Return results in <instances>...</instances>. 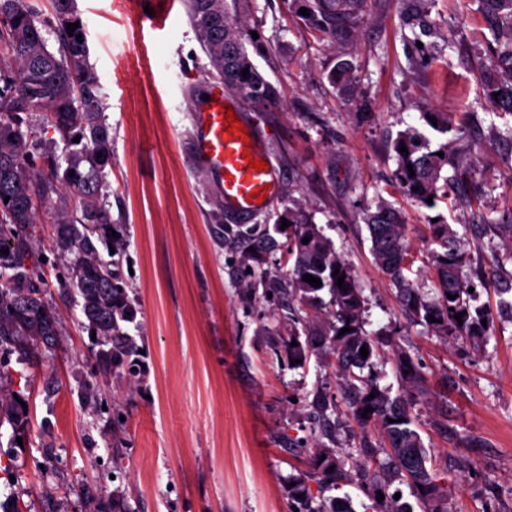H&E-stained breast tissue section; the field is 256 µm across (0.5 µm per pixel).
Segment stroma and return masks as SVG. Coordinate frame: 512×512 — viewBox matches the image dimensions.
Wrapping results in <instances>:
<instances>
[{"mask_svg":"<svg viewBox=\"0 0 512 512\" xmlns=\"http://www.w3.org/2000/svg\"><path fill=\"white\" fill-rule=\"evenodd\" d=\"M252 35L245 40L258 71L280 94L275 108L237 106L271 157L281 193L241 220L225 206L191 154L190 115L216 72L185 7L166 29L137 27L134 17L161 11L162 0H76L111 128L112 164L105 194L127 243L120 273L139 308L132 334L145 350L137 378L96 372L92 338L77 295H62L71 256L55 244V202L38 204L34 250L45 298L60 315V343L31 366L0 351V397L25 400L23 431L0 424V503L22 512H111L112 492L127 512H289L288 476L308 472L318 445L352 453L373 472L385 460L383 436L361 430L342 398L336 369L309 358L300 367L277 356L288 318L263 283L285 278L278 255L243 272L225 225L278 229L300 207L353 270L365 298V331L393 337L380 386L401 391L396 350L419 363L425 388L410 413L427 466L448 493L450 512H512V310L500 283L512 262V142L501 134L512 115L493 113L476 52L485 25L480 0H366L359 25L330 33L300 15L304 0H226ZM347 62V95L328 75ZM452 118L463 135L434 130ZM414 129L430 149L448 148L443 176L471 165L472 185L425 206L400 190L393 144ZM385 201L406 218L414 257L406 277L433 286L431 220L464 236V275L489 313L482 342L440 338L402 312L397 291L375 265L364 211ZM322 391L335 424L322 436L312 399ZM369 441L374 456L359 454ZM102 488L100 501L80 485Z\"/></svg>","mask_w":512,"mask_h":512,"instance_id":"obj_1","label":"stroma"}]
</instances>
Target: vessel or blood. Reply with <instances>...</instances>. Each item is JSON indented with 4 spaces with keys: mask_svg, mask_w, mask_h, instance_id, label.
Here are the masks:
<instances>
[{
    "mask_svg": "<svg viewBox=\"0 0 512 512\" xmlns=\"http://www.w3.org/2000/svg\"><path fill=\"white\" fill-rule=\"evenodd\" d=\"M210 97L202 101L191 114L192 147L196 161L216 181L224 196L225 205L241 216H249L269 207L280 193L275 169L256 171L247 165V157L264 159L259 145H247L240 137L227 136L225 114L219 107L224 86L215 81L210 85ZM262 199H255V192Z\"/></svg>",
    "mask_w": 512,
    "mask_h": 512,
    "instance_id": "b4317fda",
    "label": "vessel or blood"
}]
</instances>
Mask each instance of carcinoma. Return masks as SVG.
Masks as SVG:
<instances>
[{"label": "carcinoma", "mask_w": 512, "mask_h": 512, "mask_svg": "<svg viewBox=\"0 0 512 512\" xmlns=\"http://www.w3.org/2000/svg\"><path fill=\"white\" fill-rule=\"evenodd\" d=\"M357 3L313 0L309 4L310 19L319 27H334L338 22L353 27L360 22ZM186 6L202 48L225 87L255 105H276V89L257 70L244 48L246 28L237 14L226 9L224 0H186ZM53 8L54 20L45 24L29 0H0V41L6 44L13 60L11 68L0 67V279L8 281V286L0 289V350L14 351L35 366L41 349L58 343L59 317L44 298L39 260L30 247L31 229L37 223L33 195L37 191L45 197L54 193L60 197L54 217L56 245L74 255L73 279L66 289L80 297L87 329L102 347L94 355V364L104 375L125 373L134 377L142 364V346L129 333L137 308L120 281L118 262L103 261L97 247L99 242L111 245L114 254L119 255L123 246V237L111 235L115 225L103 193L105 168L112 160V134L101 118L102 101L88 63L84 29L80 26L71 34L66 30L67 24L80 21L75 0H53ZM482 13L493 37L488 44L491 66L484 73L489 101L495 111L512 113V0H482ZM45 26L57 34L59 46L55 51L48 47L42 33ZM246 68L247 75L243 74ZM33 112H44L51 118L64 145V163H59L53 148L46 146L42 148L43 168L29 162L32 130L28 116ZM403 145L407 151L402 153ZM394 151L399 187L423 204L436 196L441 170L448 163V146L431 151L424 135L409 131L399 136ZM67 196L77 197L80 212L69 211ZM288 222L293 231L282 245L273 241L266 228H224L229 242L252 247L245 261L259 264L263 254L279 250L286 261L293 263L288 283L271 287L288 304L297 302L305 307L321 300L319 292L329 294L328 306L334 318L329 331L304 338L291 327L276 349L288 360L302 364L311 354L328 364L335 363L355 420L363 427L377 424L384 431L390 464L386 470L369 475L372 512H412L408 503L389 492L396 480L407 483L427 503L425 512H448V494L427 467L425 449L419 434L411 428L412 418L406 407L413 391L423 389L420 373L411 363H402L399 375L405 391L395 398L363 376L364 369L372 368L374 359L380 357V342L364 330L362 288L305 210L288 209ZM366 223L374 261L390 276L405 312L433 327L440 336L465 334L478 340L485 335L481 323L485 315L471 306L476 297L460 275L465 256L455 231L446 224L430 225L433 242L441 248L432 257L435 279L430 297L404 276L413 256L405 243L400 214L381 202L375 211L366 214ZM305 237L309 238L306 244L302 242ZM4 249L8 254L2 253ZM336 270L345 275L341 287L333 276ZM305 274L320 279L322 286L304 281ZM458 314L462 315L460 322L456 320ZM344 327L351 331L342 335ZM363 346L368 349L365 358L360 354ZM367 407L372 411L364 418ZM5 418L19 430L26 423L27 409L15 400L0 408V421ZM351 457L350 453L338 454L334 448H314L311 472L289 478L293 482L288 487L292 509L354 512L350 501L324 499L313 494L308 484L312 480L322 491L350 481L346 464ZM379 491L384 495L382 500L377 498Z\"/></svg>", "instance_id": "cac0c4a2"}]
</instances>
